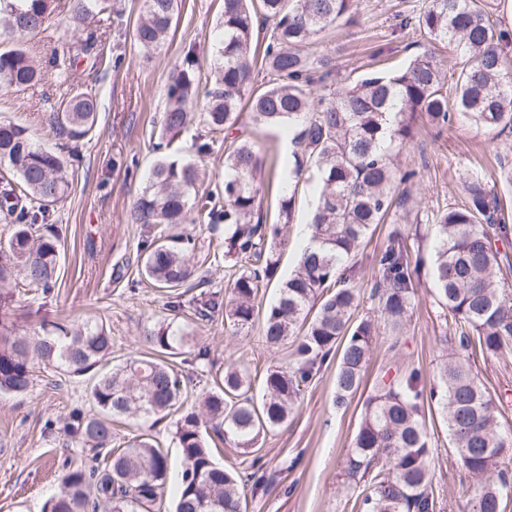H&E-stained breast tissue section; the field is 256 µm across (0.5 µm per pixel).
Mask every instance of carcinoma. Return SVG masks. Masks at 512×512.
<instances>
[{"instance_id":"cac0c4a2","label":"carcinoma","mask_w":512,"mask_h":512,"mask_svg":"<svg viewBox=\"0 0 512 512\" xmlns=\"http://www.w3.org/2000/svg\"><path fill=\"white\" fill-rule=\"evenodd\" d=\"M106 0H69L77 24L102 10ZM494 0H427L422 12L406 18L426 37L430 48L390 72L370 71L329 94L336 76L328 63L316 70L302 48L333 25L348 23L355 0H223L222 62L206 93L203 121L209 132L224 133L238 124L242 108L257 125L288 124L295 129L296 150L288 183L315 171L319 194L309 213V246L298 267L279 287L264 312L256 298L272 282L288 241L295 194L282 198L280 222L260 221L262 188L257 175L263 159L247 140L233 139L224 158V209H215V193L197 194L204 173L191 162L163 155L131 212L134 224L160 227L159 236L141 243L142 275L158 288L177 290L192 277L195 243L179 232L190 212L224 224V260L238 272L227 301L217 293L194 300L196 314L210 318L224 310L236 331L262 318L267 347L285 351L288 365L272 366L263 378L264 393H252L251 375L235 365L224 367L198 408H184V384L169 357L184 337L160 325L146 337L148 356L133 357L93 379L89 395L95 413L70 414L64 431L71 443L103 457L104 468L69 463L61 490L49 512H154L168 487L175 491L174 512H243L239 487L265 491L261 457L250 470L220 467L204 429L247 454L288 421L292 406L338 354L336 407L360 390L366 372L374 324L354 319L359 290L355 268L342 271L374 227L382 224L402 198L395 184L414 172L395 168L391 155L413 137L418 122L440 130L466 122L498 138L512 133V31L492 19ZM59 0H0V31L23 38L44 31ZM175 0H143L133 39L145 52L158 50L171 28ZM273 21L262 57H256L259 21ZM446 46L460 56L455 94L443 91L446 76L434 48ZM272 76L255 84L256 63ZM49 64L58 71L65 98L51 125L64 144L57 151L36 144L28 129L0 122V163L12 180L0 191V213L14 231L0 247V396L28 392L35 364L64 374L84 375L112 354V336L99 323L41 325L42 335L20 333L13 319L14 289L19 283L55 287L61 239L50 223L51 208L67 195L68 162L79 161L78 146L93 129L97 102L92 93L68 86L73 65ZM40 67L19 45L0 51V84L26 88L42 79ZM193 61L174 76L159 130L171 145L190 123L195 98ZM467 201L434 216L436 252L432 263L435 296L455 336L437 371L438 383L426 387L418 372L377 384L363 403L364 412L344 474L361 483V512H435L432 448L422 420L433 405L448 428L458 466L475 482L461 512H505L512 495V433L502 430L498 408L464 351L494 357L512 351V285L503 273L498 242L512 237L497 191L479 176L467 184ZM424 257L409 236L392 232L375 253L371 297L393 332L401 330L411 310ZM179 414L174 438L181 450L182 472L170 483L167 456L145 434L125 447H112L111 418Z\"/></svg>"}]
</instances>
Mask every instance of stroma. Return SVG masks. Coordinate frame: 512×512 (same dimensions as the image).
<instances>
[{"mask_svg":"<svg viewBox=\"0 0 512 512\" xmlns=\"http://www.w3.org/2000/svg\"><path fill=\"white\" fill-rule=\"evenodd\" d=\"M426 0H356L354 20L330 27L307 48L311 58L323 55L336 61L338 77L358 76L376 66L399 68L426 47L413 28H399L400 19L418 15ZM141 0H111L107 11L77 29L67 8H60L46 31L24 39L28 54L45 65L50 57H68L87 34H94L100 49L121 58L118 67L94 71L91 57H83L71 81L90 89L98 103L97 124L80 144L81 162L70 177L66 199L52 210V222L64 251L55 288L22 285L14 293V310L25 334L39 332L42 320L62 323L101 322L112 336V361L146 353L147 334L159 324L184 332L186 342L173 356L175 370L187 385L186 405L212 385V375L225 365L245 368L262 396L261 381L267 368L285 362L283 353L264 343L259 327L235 332L222 317L200 319L192 299L199 293L217 292L229 297L234 273L224 260V230L205 221L187 223L185 235L196 243L195 276L191 290L182 296V309H172L170 293L151 285L141 274L140 243L150 228L130 221L137 194L146 184L158 157L155 135L165 107L173 71L193 56L200 90L214 81L215 63L224 37L220 25L222 0H176L170 35L164 46L145 53L133 42L132 29ZM53 70L42 81L17 90L0 85V121L28 128L46 145L55 138L48 117L62 99ZM239 127L263 159L260 195L265 223L277 221L283 193V174L292 163L291 135L287 127L254 125L241 114ZM202 122H194L177 138V158L201 168V191L221 187L224 181V141L215 138L209 152L198 155L195 144L204 135ZM512 147V134L491 138L468 124L438 130L418 125L398 158L401 170H414V178L399 184L409 199L408 210L398 211L391 223L378 225L356 256V281L361 289L359 315L371 317L374 335L365 385L344 407L334 404L336 361H329L298 399L287 423L269 433L259 451L266 464L268 490L260 496L243 491L246 512H357L361 490L350 485L343 467L358 430L363 402L383 376L418 371L422 384L435 383L437 366L446 353L449 330L433 296L429 269H422L410 317L399 334L388 332L370 298L375 270L373 255L392 229L419 232L424 255H431L435 237L433 215L465 199L466 182L475 173L497 185L505 214L512 219V189L499 183V157ZM123 157L134 171L126 176L113 168ZM316 198V183L301 180L296 190L293 226L283 249L277 280L259 294L260 308L274 303L278 284L297 267L309 236L308 214ZM207 359H197L199 348ZM481 382L499 398V420L512 430V354L502 357L471 356ZM89 376H67L37 367L31 390L24 395L0 396V512H47L48 500L60 490L64 463L75 447L63 430L75 410L91 411ZM431 437L433 490L436 512H459L473 493V483L455 463L448 446L446 425L432 407L423 412ZM175 416L112 422V442L119 445L146 433L168 457L171 473L182 469L174 439Z\"/></svg>","mask_w":512,"mask_h":512,"instance_id":"35a3bbf8","label":"stroma"}]
</instances>
